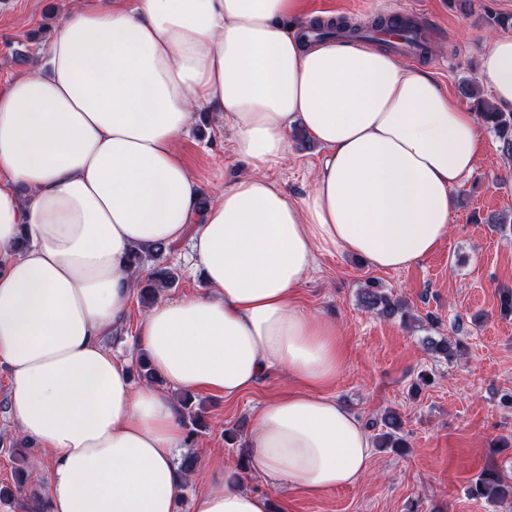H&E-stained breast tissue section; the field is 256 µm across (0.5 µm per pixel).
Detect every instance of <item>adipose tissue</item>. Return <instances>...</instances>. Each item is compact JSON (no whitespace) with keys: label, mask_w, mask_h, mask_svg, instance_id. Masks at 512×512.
Returning a JSON list of instances; mask_svg holds the SVG:
<instances>
[{"label":"adipose tissue","mask_w":512,"mask_h":512,"mask_svg":"<svg viewBox=\"0 0 512 512\" xmlns=\"http://www.w3.org/2000/svg\"><path fill=\"white\" fill-rule=\"evenodd\" d=\"M37 72L0 87V364L19 432L50 457L47 512H178V406L133 388L102 336L139 279L134 247L180 239L198 186L176 151L220 115L247 174L219 189L192 252L205 293L160 298L137 343L170 385L232 398L272 373L291 389L253 414L244 449L276 487L359 484L373 446L325 389L344 368L335 323L298 303L322 254L378 270L432 254L483 148L479 120L422 67L357 41L308 42L300 0H62ZM479 79L512 109V37ZM301 121L327 154L290 200L269 173ZM242 472H209L192 512H270Z\"/></svg>","instance_id":"1"}]
</instances>
